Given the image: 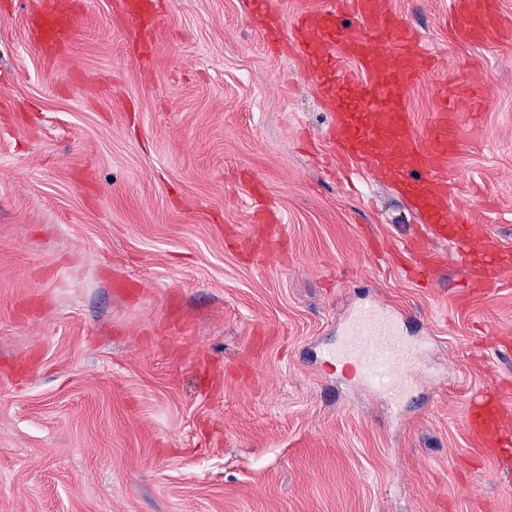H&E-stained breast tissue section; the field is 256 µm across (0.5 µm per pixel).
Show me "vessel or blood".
Masks as SVG:
<instances>
[{"label":"vessel or blood","mask_w":512,"mask_h":512,"mask_svg":"<svg viewBox=\"0 0 512 512\" xmlns=\"http://www.w3.org/2000/svg\"><path fill=\"white\" fill-rule=\"evenodd\" d=\"M452 5L463 38L512 35V22L498 13L493 0H452ZM58 6V0H40L36 10L40 22L33 38L46 48L56 46L72 28ZM350 8L355 21L348 25L332 9L299 16L289 46L320 82L333 109L329 152L359 163L377 181L409 196L422 222L416 242L421 262L430 260L431 243L446 242L465 270L464 287L488 289L512 279V255L489 246L482 220L472 217L451 189L461 129L480 123L470 89L455 84L449 104L434 113L428 134L419 136L404 106V93L415 76L436 70L428 43L399 22L388 0H350ZM348 62L356 63L359 75L340 79ZM329 356L352 365L366 387L395 400L422 368L418 349L401 336L394 315L376 304L351 312ZM467 426L489 449L507 451L500 402L471 395Z\"/></svg>","instance_id":"1"}]
</instances>
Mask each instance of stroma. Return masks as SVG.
Wrapping results in <instances>:
<instances>
[{"mask_svg":"<svg viewBox=\"0 0 512 512\" xmlns=\"http://www.w3.org/2000/svg\"><path fill=\"white\" fill-rule=\"evenodd\" d=\"M47 53L37 0H0V512H512V459L465 424L468 395L512 412V284L464 295L410 201L327 151L330 109L282 52L302 14L275 0H68ZM449 83H477L455 190L512 252V40H460L451 0H390ZM425 75L405 105L440 106ZM278 244L251 254L255 216ZM377 300L422 345L392 403L322 352Z\"/></svg>","mask_w":512,"mask_h":512,"instance_id":"1","label":"stroma"}]
</instances>
